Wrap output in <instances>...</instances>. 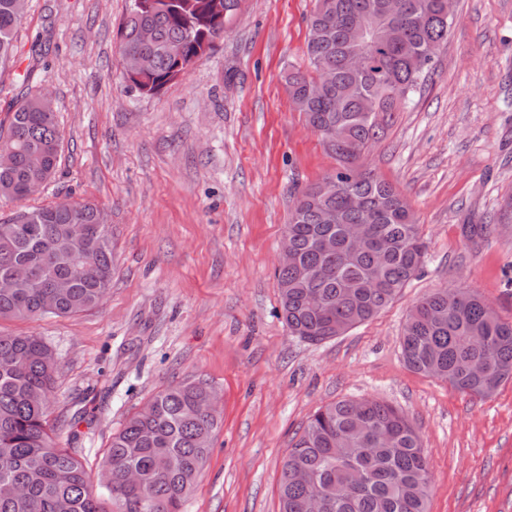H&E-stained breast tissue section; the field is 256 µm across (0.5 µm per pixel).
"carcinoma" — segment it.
<instances>
[{"instance_id":"obj_1","label":"carcinoma","mask_w":512,"mask_h":512,"mask_svg":"<svg viewBox=\"0 0 512 512\" xmlns=\"http://www.w3.org/2000/svg\"><path fill=\"white\" fill-rule=\"evenodd\" d=\"M26 0H0V67L14 61L15 31ZM241 0H130L120 27V55L144 57L153 72L133 89L156 95L181 78L180 65L196 62L224 35ZM364 19V39L351 26ZM310 70L286 76L288 93L308 126L336 156V172L298 191L286 233L294 266L276 270L281 315L288 330L310 343L341 336L380 313L413 279L425 244L406 198L361 168L381 129V115L398 112L419 92L435 61L432 47L448 41V0H315L306 18ZM363 60L359 70L349 60ZM323 81L312 96L308 86ZM60 130L51 100L30 95L14 112L0 148L13 164L0 168V198L38 191L54 174ZM361 208L349 205V198ZM100 208L74 203L0 221V318L74 315L103 300L112 281V242ZM348 224H369L384 244L350 247ZM336 238L327 255L319 240ZM69 284L44 310L52 285ZM413 371L463 393L485 398L512 381V322L478 294L438 288L410 310L401 337ZM49 346L33 335H0V484L18 493L0 496V512H181L202 476L217 418L198 409L206 385L184 383L155 395L112 440L101 462L107 499L93 494L84 462L55 446L48 420L54 382ZM312 472V484L292 472ZM431 474L422 440L406 415L376 400L343 399L320 407L288 449L280 482V512H308L318 498L323 512H427Z\"/></svg>"}]
</instances>
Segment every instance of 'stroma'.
<instances>
[{
  "label": "stroma",
  "instance_id": "1",
  "mask_svg": "<svg viewBox=\"0 0 512 512\" xmlns=\"http://www.w3.org/2000/svg\"><path fill=\"white\" fill-rule=\"evenodd\" d=\"M129 0H27L13 66L0 71V130L49 93L62 134L55 175L0 200V219L62 202L108 213L112 286L65 317L0 320L55 359L58 447L99 463L159 391L205 381L219 399L205 471L183 512H279L278 484L316 409L373 399L403 411L431 471L429 512H512V381L489 398L411 370L406 316L426 293L463 288L512 320V0H457L422 95L392 113L365 168L406 196L426 243L417 275L377 317L312 344L280 317L275 269L295 194L336 159L289 99L306 68L314 0H242L223 37L160 94L131 91L118 52ZM485 223L477 235L468 225Z\"/></svg>",
  "mask_w": 512,
  "mask_h": 512
}]
</instances>
